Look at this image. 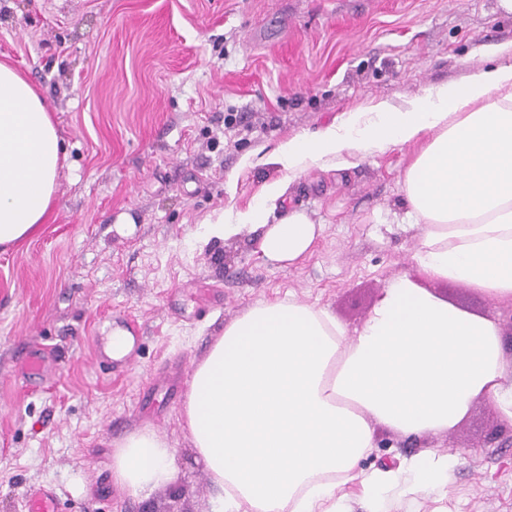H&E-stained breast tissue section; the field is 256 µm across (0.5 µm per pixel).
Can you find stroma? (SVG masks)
Returning a JSON list of instances; mask_svg holds the SVG:
<instances>
[{
    "mask_svg": "<svg viewBox=\"0 0 512 512\" xmlns=\"http://www.w3.org/2000/svg\"><path fill=\"white\" fill-rule=\"evenodd\" d=\"M0 61L50 102L68 154L43 233L0 248V512H24L42 485L58 512L160 501L170 486L135 497L112 483L115 444L146 427L174 451L188 512H212L182 406L225 325L290 296L354 329L390 280L416 273L400 179L418 144L293 176L269 155L348 112L512 63V15L497 0H0ZM286 177L270 219L298 209L323 225L310 254L281 267L249 231L209 236ZM429 288L512 319V301ZM129 318V361L106 369L95 339ZM40 348L55 371L30 391L16 366ZM496 418L478 401L448 435L377 427L364 470L426 449L464 458L447 494L392 497L384 512H512V446L487 442Z\"/></svg>",
    "mask_w": 512,
    "mask_h": 512,
    "instance_id": "stroma-1",
    "label": "stroma"
}]
</instances>
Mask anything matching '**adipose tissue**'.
I'll use <instances>...</instances> for the list:
<instances>
[{"instance_id": "adipose-tissue-1", "label": "adipose tissue", "mask_w": 512, "mask_h": 512, "mask_svg": "<svg viewBox=\"0 0 512 512\" xmlns=\"http://www.w3.org/2000/svg\"><path fill=\"white\" fill-rule=\"evenodd\" d=\"M409 143L419 151L401 186L404 222L419 231L416 276L393 278L353 332L306 302L259 303L195 365L183 418L214 512H344L337 492L348 484L382 512L388 496L443 490L458 457L426 450L394 469L361 471L377 427L442 436L479 400L512 422V360L499 322L429 288L453 281L512 300V63L428 87L401 107L380 101L371 114L351 112L281 144L274 160L293 174ZM66 162L45 98L1 62L0 247L43 232ZM287 191V181L272 182L212 235L249 230L263 257L295 264L322 227L298 210L269 223ZM172 462L164 440L138 430L114 449L112 480L139 496L171 480Z\"/></svg>"}]
</instances>
